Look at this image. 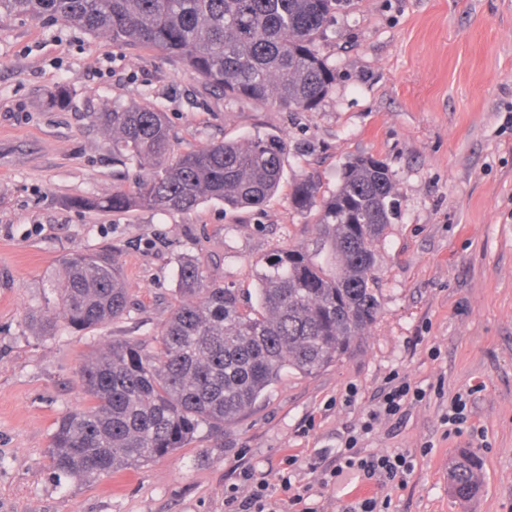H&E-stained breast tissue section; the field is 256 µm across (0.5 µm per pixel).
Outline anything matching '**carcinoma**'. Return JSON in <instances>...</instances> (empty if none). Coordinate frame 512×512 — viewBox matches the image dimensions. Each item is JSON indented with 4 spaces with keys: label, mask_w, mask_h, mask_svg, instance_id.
<instances>
[{
    "label": "carcinoma",
    "mask_w": 512,
    "mask_h": 512,
    "mask_svg": "<svg viewBox=\"0 0 512 512\" xmlns=\"http://www.w3.org/2000/svg\"><path fill=\"white\" fill-rule=\"evenodd\" d=\"M346 0H0V17L25 16L107 33L118 46L178 58L224 95L310 111L329 94L334 69L316 49ZM112 132V156L137 165L129 189L75 197V208L187 213L216 200L229 210L266 203L281 189L288 143L279 135L182 150L153 104L92 112ZM389 167L371 156L346 161L329 196L305 177L290 202L315 213L309 246H281L255 265L254 302L206 279L185 258L178 298L155 345L116 341L88 357L80 378L88 406L63 414L49 458L58 478L90 482L143 466L188 445L255 404L286 369L317 373L342 360L381 311L374 249L398 212ZM53 309L33 312L41 336L96 329L129 313L122 270L106 251L62 258ZM478 457L463 453L448 472L451 493L475 496Z\"/></svg>",
    "instance_id": "cac0c4a2"
}]
</instances>
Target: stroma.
<instances>
[{"label": "stroma", "instance_id": "stroma-1", "mask_svg": "<svg viewBox=\"0 0 512 512\" xmlns=\"http://www.w3.org/2000/svg\"><path fill=\"white\" fill-rule=\"evenodd\" d=\"M319 54L336 71L311 111L229 100L175 59L119 47L60 23L0 19V512H226L266 485L264 512H345L361 487L328 478L349 435L360 456L403 453L404 483L370 481L389 512H512V0H352ZM75 84L68 107L54 103ZM151 103L181 148L265 134L288 142L285 179L335 191L349 158L390 168L400 212L376 246L381 312L348 356L304 375L283 371L219 442L187 447L91 483L53 480L56 420L84 408L79 369L118 340L151 342L177 297L180 260L248 296L254 264L309 243L313 218L287 192L257 208L206 202L188 213L79 210L77 196L130 187L136 165L88 115ZM112 253L131 303L85 333L38 335L30 322L69 252ZM399 373L422 400L360 428ZM467 400L457 434L448 404ZM479 458L478 495L448 491L460 451ZM296 465H289V457Z\"/></svg>", "mask_w": 512, "mask_h": 512}]
</instances>
